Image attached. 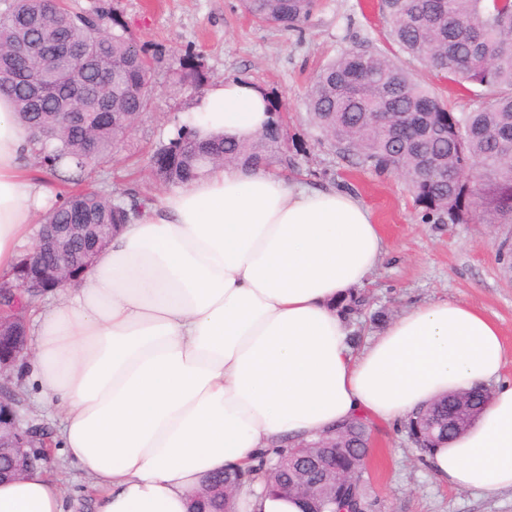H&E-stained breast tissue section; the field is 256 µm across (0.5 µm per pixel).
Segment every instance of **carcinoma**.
<instances>
[{"label":"carcinoma","instance_id":"1","mask_svg":"<svg viewBox=\"0 0 512 512\" xmlns=\"http://www.w3.org/2000/svg\"><path fill=\"white\" fill-rule=\"evenodd\" d=\"M258 21L300 32L317 0H241ZM392 35L408 56L447 82L477 89L469 112H455L416 81L404 63L370 46L345 51L326 64L307 93L312 125L342 156L377 173L404 179L422 219L435 224H512V0H381ZM183 80L203 90L205 75L192 56L179 61ZM110 74L96 80L99 69ZM0 93L16 105L17 118L41 133L32 154L64 183L78 186L62 196L42 223L66 237L75 260L94 245L92 225L131 219L153 196L125 189L115 195L96 186L99 163L112 158V141L125 136L150 110L154 97L151 63L123 19L111 14L109 29L47 0H4L0 11ZM282 119L272 110L255 138L234 141L216 133L199 139L186 129L160 142L147 161L151 179L182 187L217 164L246 168L289 167ZM477 166L478 178L465 174ZM365 305L359 292L340 299L351 318ZM461 392L433 402L431 418L404 424L422 431L428 446L461 434L448 416ZM343 437L329 449L336 463L358 471L368 452L372 424L358 417L337 426ZM296 449L276 448V469L266 479L269 494L300 497L296 474L286 466ZM217 495L189 502V512H227Z\"/></svg>","mask_w":512,"mask_h":512}]
</instances>
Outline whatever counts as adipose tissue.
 <instances>
[{
	"label": "adipose tissue",
	"mask_w": 512,
	"mask_h": 512,
	"mask_svg": "<svg viewBox=\"0 0 512 512\" xmlns=\"http://www.w3.org/2000/svg\"><path fill=\"white\" fill-rule=\"evenodd\" d=\"M268 99L238 78L182 118L205 137L254 138ZM32 135L0 95V277L46 206L28 175ZM385 252L371 212L346 190L270 170L211 169L156 196L74 285L35 298L31 378L61 417L59 442L99 512H187L209 476L256 468L284 440L356 417L400 424L436 398L492 386L463 434L424 457L443 485L512 489V382L481 309L439 300L404 311L362 349L337 311ZM239 512H303L244 484ZM0 512H66L44 467L0 482Z\"/></svg>",
	"instance_id": "ef3b65f1"
}]
</instances>
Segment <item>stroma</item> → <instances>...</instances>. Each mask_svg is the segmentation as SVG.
<instances>
[{"label": "stroma", "instance_id": "obj_1", "mask_svg": "<svg viewBox=\"0 0 512 512\" xmlns=\"http://www.w3.org/2000/svg\"><path fill=\"white\" fill-rule=\"evenodd\" d=\"M152 59L154 103L97 176L109 191L160 193L148 174V151L172 137L199 96L179 80L178 59L191 54L207 86L246 79L269 96L283 117L284 146L295 165L286 179L313 187H346L380 224L386 253L363 288L365 305L353 326L368 342L412 305L438 300L473 305L495 318L505 348L503 376L512 381V224L424 222L398 174H379L344 158L308 122L305 100L320 68L368 43L397 53L380 0H319L303 33L255 22L239 0H106ZM384 323H377V314ZM368 482L369 512H512V490L492 495L436 482L405 429L377 423ZM46 463L61 478L77 512H94L86 480L52 445Z\"/></svg>", "mask_w": 512, "mask_h": 512}]
</instances>
